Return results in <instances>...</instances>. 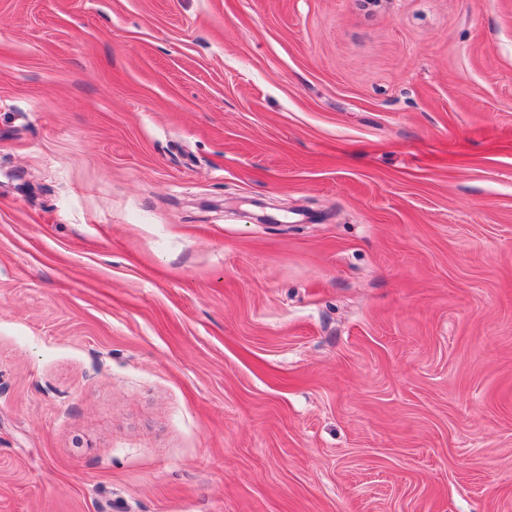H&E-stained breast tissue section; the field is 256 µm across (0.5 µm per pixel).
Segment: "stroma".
<instances>
[{
  "label": "stroma",
  "instance_id": "stroma-1",
  "mask_svg": "<svg viewBox=\"0 0 512 512\" xmlns=\"http://www.w3.org/2000/svg\"><path fill=\"white\" fill-rule=\"evenodd\" d=\"M0 512H512V0H0Z\"/></svg>",
  "mask_w": 512,
  "mask_h": 512
}]
</instances>
